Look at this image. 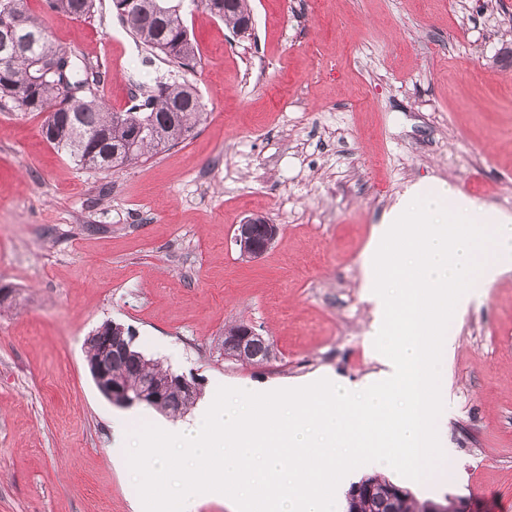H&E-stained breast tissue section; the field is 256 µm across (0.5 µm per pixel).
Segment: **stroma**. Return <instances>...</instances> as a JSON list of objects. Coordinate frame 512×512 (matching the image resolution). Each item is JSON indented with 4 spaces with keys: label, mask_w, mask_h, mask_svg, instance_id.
<instances>
[{
    "label": "stroma",
    "mask_w": 512,
    "mask_h": 512,
    "mask_svg": "<svg viewBox=\"0 0 512 512\" xmlns=\"http://www.w3.org/2000/svg\"><path fill=\"white\" fill-rule=\"evenodd\" d=\"M25 7L104 65L111 111L175 76L207 117L149 162L95 172L47 142L43 113L0 111V512L139 503L112 422L161 415L96 388L85 340L102 324L131 328L138 350L206 394L320 370L360 383L380 369L362 252L406 187L446 182L512 216V0H251L245 36L189 6L198 55L182 71L112 0L86 20ZM254 216L279 234L249 259L234 234ZM239 322L273 342L271 360L223 359ZM453 326L450 451L408 489L512 512V270Z\"/></svg>",
    "instance_id": "35a3bbf8"
}]
</instances>
